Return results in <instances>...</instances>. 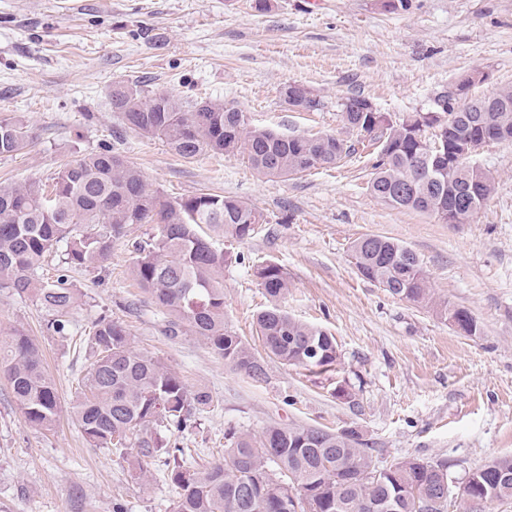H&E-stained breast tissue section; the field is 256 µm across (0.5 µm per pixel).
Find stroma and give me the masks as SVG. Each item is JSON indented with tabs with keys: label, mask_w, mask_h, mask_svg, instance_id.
<instances>
[{
	"label": "stroma",
	"mask_w": 512,
	"mask_h": 512,
	"mask_svg": "<svg viewBox=\"0 0 512 512\" xmlns=\"http://www.w3.org/2000/svg\"><path fill=\"white\" fill-rule=\"evenodd\" d=\"M0 0V120L31 132L20 153L0 157V182L47 180L89 152L111 150L173 200L216 193L245 202L266 222L224 251V313L238 336H253L267 299L255 265L288 274L289 315L326 329L340 357L314 374L269 359L256 382L225 365L199 337L167 332V314L141 294L132 242L157 235L128 226L99 268H75L80 295L71 333L47 331L36 300L0 291V338L21 329L40 346L58 395L52 429L25 423L0 377V512H171L163 462L148 483L126 463L91 447L71 404L87 372L86 330L102 317L126 326L137 351L179 375L213 406L192 429L166 435L197 463L217 458L230 432L272 424L359 429L373 461L448 465L459 488L469 473L512 458V145L485 148L477 164L494 193L465 224L388 207L370 195L373 155L345 127L340 104L369 98L392 120L427 111L433 97L469 69H485L487 94L512 84V0ZM182 99L218 98L252 124L283 135L324 132L354 144L337 166L288 178L262 176L239 155H175L158 138L123 128L113 83ZM309 88L314 112L284 103L288 83ZM367 234L390 237L419 256L435 296L466 309L468 336L436 312L364 280L352 257ZM346 397H337V389Z\"/></svg>",
	"instance_id": "stroma-1"
}]
</instances>
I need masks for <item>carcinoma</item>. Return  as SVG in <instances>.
<instances>
[{
  "label": "carcinoma",
  "mask_w": 512,
  "mask_h": 512,
  "mask_svg": "<svg viewBox=\"0 0 512 512\" xmlns=\"http://www.w3.org/2000/svg\"><path fill=\"white\" fill-rule=\"evenodd\" d=\"M112 111L135 133L164 140L185 159L212 152L241 154L263 176L288 177L331 167L354 150L334 134L283 136L249 125L242 110L221 101H184L166 91L144 92L116 82ZM366 98L344 99L343 121L364 147L377 149L368 189L381 203L464 224L453 210L469 195L462 158L466 142L489 130L505 131L512 145V85L490 96L462 101L450 91L434 98L426 112L392 121L382 112H362ZM25 127L0 121V156L10 157L29 144ZM495 178L482 175L477 206L492 194ZM265 223L250 205L212 193L164 200L143 173L110 150L91 152L60 170L47 188L39 181L0 184V290L31 294L51 319L48 328L69 333L78 293L61 274L56 281L36 279L46 258L63 242L67 267L95 268L112 255V243L131 224H157L159 233L137 243L133 274L142 291L167 312L171 335L190 333L204 340L230 366L255 382L265 377L264 357L308 371L327 372L339 358L335 337L288 315L280 301L288 294L282 266L266 263L256 277L270 306L256 318L265 355L238 336L224 319V251L214 235L251 237ZM359 275L392 296L428 306L467 335L478 325L464 308L437 300L419 257L382 235H365L352 247ZM94 360L72 406V415L90 445L106 448L127 462L140 481L165 456L175 491L171 512H445L451 492L448 466L417 459L388 468L373 464L368 443L355 428L330 431L313 426L270 425L259 435L234 434L224 457L194 465L187 449L171 448L161 430L191 427L196 412L213 404L205 391H191L160 360L132 347L126 326L112 318L95 321L87 334ZM0 374L7 381L26 424L49 428L58 415L55 384L38 345L20 329L0 341ZM512 459L493 460L468 475L463 494L474 505L512 501Z\"/></svg>",
  "instance_id": "cac0c4a2"
}]
</instances>
